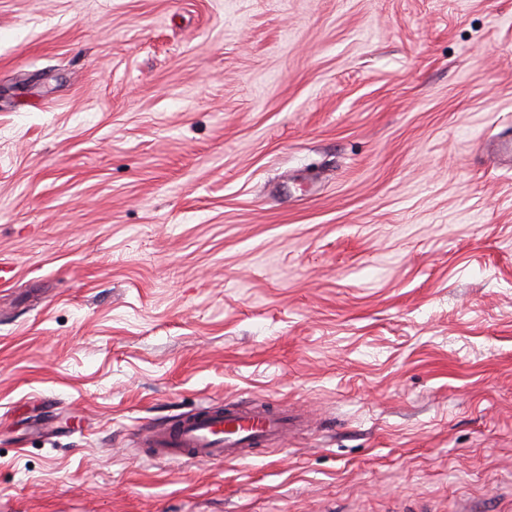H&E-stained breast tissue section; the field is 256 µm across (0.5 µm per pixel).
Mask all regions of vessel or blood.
<instances>
[{"instance_id": "b4317fda", "label": "vessel or blood", "mask_w": 512, "mask_h": 512, "mask_svg": "<svg viewBox=\"0 0 512 512\" xmlns=\"http://www.w3.org/2000/svg\"><path fill=\"white\" fill-rule=\"evenodd\" d=\"M287 414L260 405L251 408L205 406L144 438L160 459L221 463L240 459L244 446L288 435Z\"/></svg>"}]
</instances>
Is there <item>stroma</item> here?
Listing matches in <instances>:
<instances>
[{"mask_svg":"<svg viewBox=\"0 0 512 512\" xmlns=\"http://www.w3.org/2000/svg\"><path fill=\"white\" fill-rule=\"evenodd\" d=\"M509 141L512 0H0V512H512ZM288 414L267 405L251 408L205 406L142 436L159 459L223 463L238 460L245 445L288 435Z\"/></svg>","mask_w":512,"mask_h":512,"instance_id":"obj_1","label":"stroma"}]
</instances>
